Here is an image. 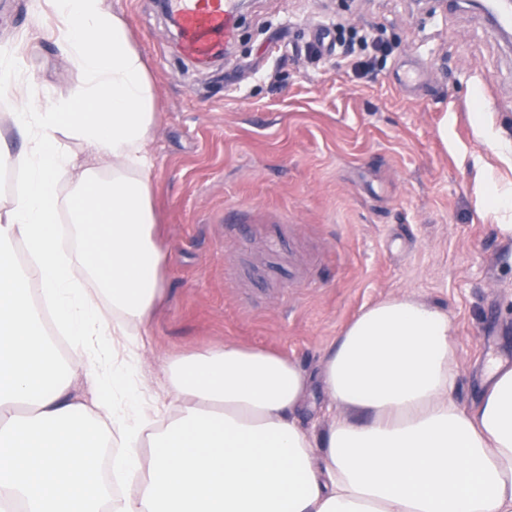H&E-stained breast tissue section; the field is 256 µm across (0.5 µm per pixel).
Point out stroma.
Returning <instances> with one entry per match:
<instances>
[{"instance_id":"stroma-1","label":"stroma","mask_w":512,"mask_h":512,"mask_svg":"<svg viewBox=\"0 0 512 512\" xmlns=\"http://www.w3.org/2000/svg\"><path fill=\"white\" fill-rule=\"evenodd\" d=\"M154 78L161 112L149 144L165 252V299L145 368L224 342L263 347L317 374L363 308L411 293L454 326L455 397L470 406L492 360L512 365V242L482 176L512 188V41L456 0H251L209 67L184 59L154 0H111ZM23 57L36 95L76 75L58 22ZM357 33L354 72L314 27ZM426 65L419 96L394 76ZM287 224L293 263L258 265L257 236L226 222Z\"/></svg>"}]
</instances>
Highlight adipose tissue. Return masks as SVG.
<instances>
[{"label":"adipose tissue","instance_id":"1","mask_svg":"<svg viewBox=\"0 0 512 512\" xmlns=\"http://www.w3.org/2000/svg\"><path fill=\"white\" fill-rule=\"evenodd\" d=\"M76 74L33 98L0 54L24 186L0 204V503L26 512H512V366L455 398L454 329L404 293L341 331L319 379L341 410L301 424L310 376L261 347L142 356L164 290L155 239L157 91L108 0H49ZM29 260L15 265L14 246ZM119 439L112 498L98 451ZM151 448L143 458V448Z\"/></svg>","mask_w":512,"mask_h":512}]
</instances>
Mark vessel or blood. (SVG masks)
I'll return each mask as SVG.
<instances>
[{
    "label": "vessel or blood",
    "mask_w": 512,
    "mask_h": 512,
    "mask_svg": "<svg viewBox=\"0 0 512 512\" xmlns=\"http://www.w3.org/2000/svg\"><path fill=\"white\" fill-rule=\"evenodd\" d=\"M235 0H168L181 23L182 49L195 58L210 56L234 32Z\"/></svg>",
    "instance_id": "obj_1"
}]
</instances>
